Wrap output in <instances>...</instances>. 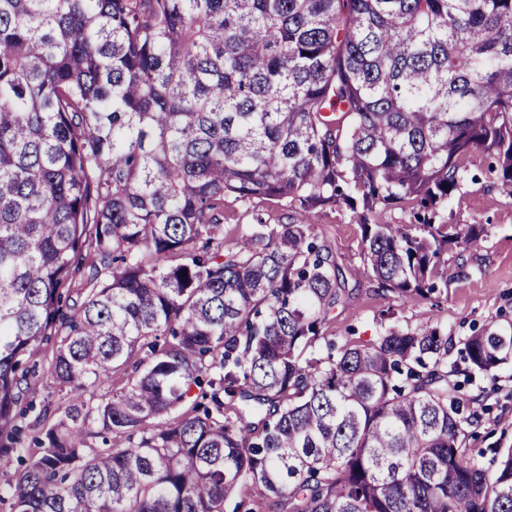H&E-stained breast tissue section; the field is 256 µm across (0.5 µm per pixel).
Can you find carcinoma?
Returning a JSON list of instances; mask_svg holds the SVG:
<instances>
[{"instance_id":"cac0c4a2","label":"carcinoma","mask_w":512,"mask_h":512,"mask_svg":"<svg viewBox=\"0 0 512 512\" xmlns=\"http://www.w3.org/2000/svg\"><path fill=\"white\" fill-rule=\"evenodd\" d=\"M478 151L511 199L512 0H0L10 512H224L245 484L275 512H512V448L467 447L440 328L324 336L362 278L448 287L484 230L434 217ZM227 198L289 221L228 242ZM402 204L417 223L376 221ZM339 205L354 270L314 224ZM51 337L67 400L29 421ZM464 352L494 376L512 325Z\"/></svg>"}]
</instances>
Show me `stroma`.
<instances>
[{
    "mask_svg": "<svg viewBox=\"0 0 512 512\" xmlns=\"http://www.w3.org/2000/svg\"><path fill=\"white\" fill-rule=\"evenodd\" d=\"M473 163L469 178L440 209L439 219L475 225L485 235L475 246H449L446 294L400 300L377 282L365 280L345 306L335 309L326 334L339 341L370 343L388 323L441 328L448 336L451 394L463 403L465 414L479 417L478 424L468 429L469 447L512 448V363L490 378L471 371L464 358L466 337L490 324L512 323V199L503 197L486 179L488 160L483 154H475ZM257 213L271 224L288 221V208L282 202L243 204L229 199L224 203L228 225L250 223ZM315 224L343 267L359 265L361 230L353 213L327 209L316 214Z\"/></svg>",
    "mask_w": 512,
    "mask_h": 512,
    "instance_id": "obj_1",
    "label": "stroma"
}]
</instances>
